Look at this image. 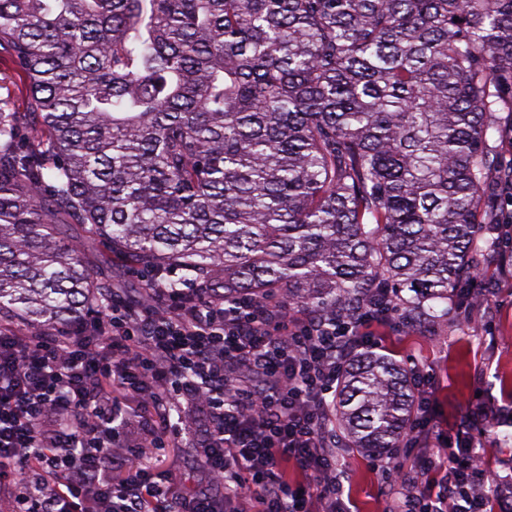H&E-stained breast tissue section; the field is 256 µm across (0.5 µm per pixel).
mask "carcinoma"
I'll list each match as a JSON object with an SVG mask.
<instances>
[{
	"label": "carcinoma",
	"mask_w": 512,
	"mask_h": 512,
	"mask_svg": "<svg viewBox=\"0 0 512 512\" xmlns=\"http://www.w3.org/2000/svg\"><path fill=\"white\" fill-rule=\"evenodd\" d=\"M0 322L98 310L121 275L406 327L470 303L512 113V0H0ZM330 422L371 455L415 393L358 350ZM0 77H6L0 89L2 106L15 112H24L27 106L25 76L4 51L0 53Z\"/></svg>",
	"instance_id": "carcinoma-1"
}]
</instances>
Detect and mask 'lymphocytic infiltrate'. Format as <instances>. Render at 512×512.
I'll list each match as a JSON object with an SVG mask.
<instances>
[{"instance_id":"lymphocytic-infiltrate-1","label":"lymphocytic infiltrate","mask_w":512,"mask_h":512,"mask_svg":"<svg viewBox=\"0 0 512 512\" xmlns=\"http://www.w3.org/2000/svg\"><path fill=\"white\" fill-rule=\"evenodd\" d=\"M381 320L372 308L340 323L152 279L60 329L0 325V483L13 487L12 512H342L330 397ZM413 377L404 457L384 470L387 512L502 507L506 482L481 469L476 441L421 451L431 392ZM131 431L142 448H195L194 489L179 485L173 457L146 467ZM291 462L304 482L284 478Z\"/></svg>"}]
</instances>
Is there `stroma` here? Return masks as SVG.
Listing matches in <instances>:
<instances>
[{
	"label": "stroma",
	"mask_w": 512,
	"mask_h": 512,
	"mask_svg": "<svg viewBox=\"0 0 512 512\" xmlns=\"http://www.w3.org/2000/svg\"><path fill=\"white\" fill-rule=\"evenodd\" d=\"M0 104L15 112L27 106L25 76L5 52L0 53ZM487 291L492 303L480 322L466 323L462 308L451 300L447 315L420 330L394 317L374 325L370 346L393 354L407 368L428 371L434 394L431 428L444 446L461 447L469 408L497 407L479 456L487 473L504 475L512 469V258L494 253L484 258L469 292L479 303ZM336 458L344 471L343 499L350 512H384L383 477L371 455L340 448Z\"/></svg>",
	"instance_id": "stroma-1"
}]
</instances>
